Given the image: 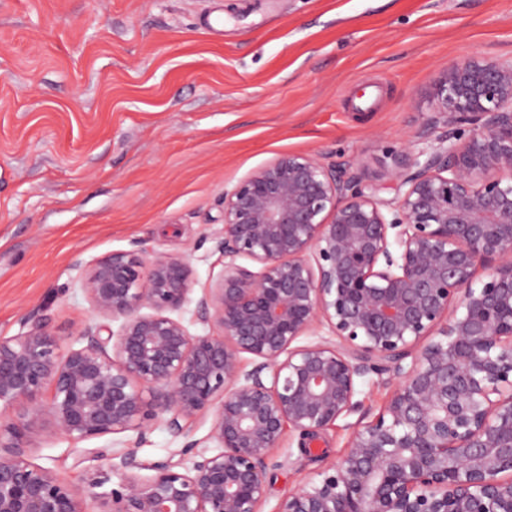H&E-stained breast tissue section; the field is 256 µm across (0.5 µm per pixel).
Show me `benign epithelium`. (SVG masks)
Returning <instances> with one entry per match:
<instances>
[{"mask_svg":"<svg viewBox=\"0 0 512 512\" xmlns=\"http://www.w3.org/2000/svg\"><path fill=\"white\" fill-rule=\"evenodd\" d=\"M427 112L424 147L390 151L389 200L304 153L224 191V275L197 301L218 332L178 317L183 259L115 251L83 287L117 330L64 351L38 324L0 337V512H260L285 427L317 437L370 373L395 381L383 409L280 512H512V65L438 71ZM198 415L218 452L186 445L183 470L143 478L133 448H89L107 469L74 483L27 459V432L139 445L156 419L178 437Z\"/></svg>","mask_w":512,"mask_h":512,"instance_id":"obj_1","label":"benign epithelium"}]
</instances>
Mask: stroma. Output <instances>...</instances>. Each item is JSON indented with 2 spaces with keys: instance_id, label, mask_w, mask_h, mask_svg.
<instances>
[{
  "instance_id": "1",
  "label": "stroma",
  "mask_w": 512,
  "mask_h": 512,
  "mask_svg": "<svg viewBox=\"0 0 512 512\" xmlns=\"http://www.w3.org/2000/svg\"><path fill=\"white\" fill-rule=\"evenodd\" d=\"M480 53L512 63V0H0V337L42 325L70 344L101 324L85 270L115 251L189 264L195 302L224 274V191L288 152L388 180L414 141L435 73ZM392 391L359 386V412L267 459L261 512L345 450ZM211 419L180 437L155 421L142 476L209 447ZM31 463L81 483L100 464L27 436Z\"/></svg>"
}]
</instances>
